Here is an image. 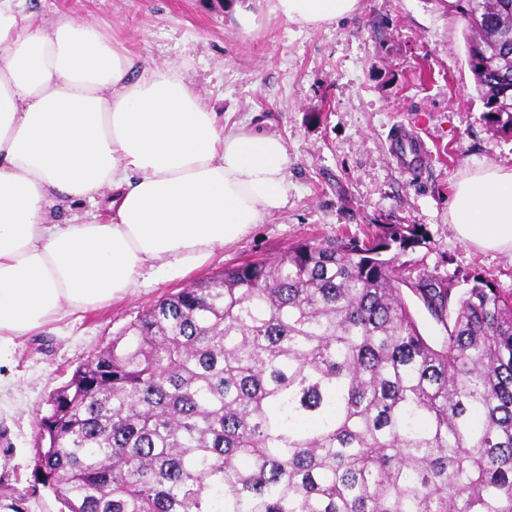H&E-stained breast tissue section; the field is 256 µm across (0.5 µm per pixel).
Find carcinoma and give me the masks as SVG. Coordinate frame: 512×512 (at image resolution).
I'll list each match as a JSON object with an SVG mask.
<instances>
[{"label": "carcinoma", "mask_w": 512, "mask_h": 512, "mask_svg": "<svg viewBox=\"0 0 512 512\" xmlns=\"http://www.w3.org/2000/svg\"><path fill=\"white\" fill-rule=\"evenodd\" d=\"M449 7L487 102L512 0ZM483 120L512 136V112ZM424 243L299 241L162 299L50 396L44 482L66 512H512V294L395 266ZM406 301L417 321L421 333L431 342L439 344L446 336L443 327L438 324L424 307L423 303L408 290H404Z\"/></svg>", "instance_id": "obj_1"}]
</instances>
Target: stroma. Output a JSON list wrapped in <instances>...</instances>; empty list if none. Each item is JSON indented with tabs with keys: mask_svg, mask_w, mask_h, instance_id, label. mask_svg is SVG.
<instances>
[{
	"mask_svg": "<svg viewBox=\"0 0 512 512\" xmlns=\"http://www.w3.org/2000/svg\"><path fill=\"white\" fill-rule=\"evenodd\" d=\"M236 0H27L45 21L82 17L131 55L178 69L213 111L282 137L286 207L179 279L71 313L0 349V512H60L35 470L47 400L141 311L225 266L274 257L296 241L415 224L425 246L404 255L440 275L473 271L512 293V256L483 252L453 229L448 201L476 168L512 166V137L491 130L448 0H359L332 25L298 28ZM422 141L419 163L401 135Z\"/></svg>",
	"mask_w": 512,
	"mask_h": 512,
	"instance_id": "1",
	"label": "stroma"
}]
</instances>
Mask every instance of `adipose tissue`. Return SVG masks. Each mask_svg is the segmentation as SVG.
Instances as JSON below:
<instances>
[{"label":"adipose tissue","mask_w":512,"mask_h":512,"mask_svg":"<svg viewBox=\"0 0 512 512\" xmlns=\"http://www.w3.org/2000/svg\"><path fill=\"white\" fill-rule=\"evenodd\" d=\"M298 26L351 16L358 0H267ZM288 154L203 104L171 69L94 24L44 22L0 0V344L71 310L180 277L288 201ZM106 198L103 224L65 205ZM455 232L512 255V167H481L449 203Z\"/></svg>","instance_id":"ef3b65f1"}]
</instances>
